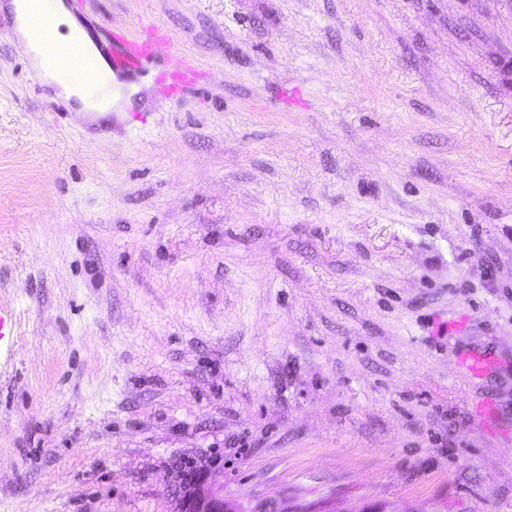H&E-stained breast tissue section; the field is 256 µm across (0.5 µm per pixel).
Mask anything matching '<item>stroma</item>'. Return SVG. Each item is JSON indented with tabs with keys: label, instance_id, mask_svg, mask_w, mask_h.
<instances>
[{
	"label": "stroma",
	"instance_id": "stroma-1",
	"mask_svg": "<svg viewBox=\"0 0 512 512\" xmlns=\"http://www.w3.org/2000/svg\"><path fill=\"white\" fill-rule=\"evenodd\" d=\"M83 9L170 39L91 121L0 13V512H512V0ZM212 473L206 471L203 480L196 485L194 490L183 495L175 512H236L224 502L223 498L211 494V490L206 487Z\"/></svg>",
	"mask_w": 512,
	"mask_h": 512
}]
</instances>
